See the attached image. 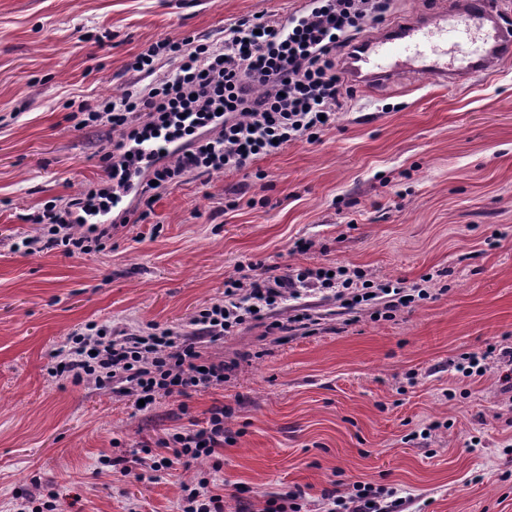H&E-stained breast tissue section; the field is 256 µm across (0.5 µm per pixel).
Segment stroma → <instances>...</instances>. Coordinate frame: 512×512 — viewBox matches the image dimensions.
Instances as JSON below:
<instances>
[{"mask_svg":"<svg viewBox=\"0 0 512 512\" xmlns=\"http://www.w3.org/2000/svg\"><path fill=\"white\" fill-rule=\"evenodd\" d=\"M304 4L0 0V512L50 488L69 512H178L181 484L208 462L139 479L98 473V460L117 440L156 448L216 403L239 434L216 475L224 512L296 489L301 512H321L335 480L391 488L402 512H512V390L500 370L453 367L512 338V61L463 85L406 75L354 91L318 143L169 187L101 253L16 247L39 231L26 214L107 179L112 135L75 129L70 103L131 90L127 64L145 43L219 41L241 18ZM300 238L310 251H293ZM242 261L358 266L430 297L390 315L380 297L286 301L276 318L305 306L314 335L250 323L207 349L236 364L222 388L147 412L50 377L54 350L87 322L188 328Z\"/></svg>","mask_w":512,"mask_h":512,"instance_id":"1","label":"stroma"}]
</instances>
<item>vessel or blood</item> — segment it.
<instances>
[{
  "label": "vessel or blood",
  "instance_id": "obj_1",
  "mask_svg": "<svg viewBox=\"0 0 512 512\" xmlns=\"http://www.w3.org/2000/svg\"><path fill=\"white\" fill-rule=\"evenodd\" d=\"M376 34H365L345 66L349 85L373 90L411 74L459 85L488 77L512 60V27L503 0H436Z\"/></svg>",
  "mask_w": 512,
  "mask_h": 512
}]
</instances>
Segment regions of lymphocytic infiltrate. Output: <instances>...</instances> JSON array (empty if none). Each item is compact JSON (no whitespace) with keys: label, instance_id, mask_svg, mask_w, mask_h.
Instances as JSON below:
<instances>
[{"label":"lymphocytic infiltrate","instance_id":"1","mask_svg":"<svg viewBox=\"0 0 512 512\" xmlns=\"http://www.w3.org/2000/svg\"><path fill=\"white\" fill-rule=\"evenodd\" d=\"M390 4L309 0L285 20H238L219 41L164 38L150 44L130 64L145 85L79 107L77 129L106 127L118 134L103 156L109 185L53 198L28 214L27 222L38 225L39 232L24 239L27 252L58 246L68 254L106 250L112 234L104 220L132 178H147L137 195L139 217L145 220L157 200L153 187L176 185L190 175L239 171L290 143L317 142L352 92L343 78L351 48L364 28L383 20ZM163 59L171 70L164 80L153 81ZM86 218L101 222L93 234L75 230ZM314 288L334 291L350 307L383 297L390 312L412 300L408 287L368 279L358 268L316 264L277 274L268 266L241 264L225 277L223 298L195 313L193 332L155 322L119 330L89 322L74 329L54 354L50 374L74 384L91 382L149 407L161 396L217 389L230 367L206 355L204 344L222 341L252 322L272 333L308 329L312 317L307 310L284 322L270 320L269 313ZM228 413L224 405H212L204 421L168 433L160 452L132 448L101 464L127 476L209 460L211 475L182 484L179 512H224L213 475L224 466L221 448L238 438L224 425ZM387 494L368 483H353L348 494L335 486L323 490L322 512H383L380 501Z\"/></svg>","mask_w":512,"mask_h":512}]
</instances>
